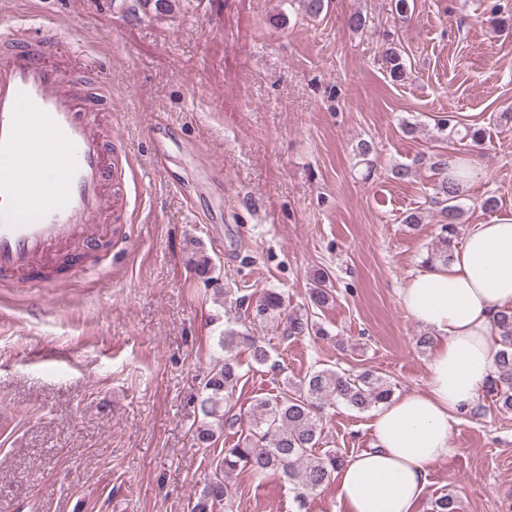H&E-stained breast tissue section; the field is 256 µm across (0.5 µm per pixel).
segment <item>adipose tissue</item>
Masks as SVG:
<instances>
[{"label":"adipose tissue","instance_id":"ef3b65f1","mask_svg":"<svg viewBox=\"0 0 512 512\" xmlns=\"http://www.w3.org/2000/svg\"><path fill=\"white\" fill-rule=\"evenodd\" d=\"M399 301L437 338L427 386L373 413V447L338 475L343 512H416L431 466L452 455L451 424L492 376L500 347L493 322L512 307V221L475 225L448 266L417 270Z\"/></svg>","mask_w":512,"mask_h":512}]
</instances>
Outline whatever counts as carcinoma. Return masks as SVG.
Listing matches in <instances>:
<instances>
[{"mask_svg": "<svg viewBox=\"0 0 512 512\" xmlns=\"http://www.w3.org/2000/svg\"><path fill=\"white\" fill-rule=\"evenodd\" d=\"M176 0H141L142 7L164 16L171 12ZM384 61L389 76L398 81L406 75L401 50L394 42L386 43ZM437 129L468 140L471 146L482 150L485 133L466 129L461 132L450 115L437 122ZM453 156L446 152L432 153L427 166L433 176L431 202L439 208L440 233L428 251L425 263L448 265L453 256L454 241L458 236L463 207V185L460 179L448 176ZM196 273L213 286L217 295L228 298L232 290L224 287L212 275L210 257L200 254L194 261ZM308 306L320 309L329 304L332 292L330 276L319 269L313 274ZM272 323L282 329L288 338L323 336L325 332L309 312H286L283 295L275 290L263 292L255 301L251 313L241 319L240 327H228L220 337L224 358L211 367L205 383V396L200 410L207 419L213 418L220 427L234 428L239 423L233 413L234 394L244 377L237 355L238 350H249L252 361L263 365L270 361V351L258 337L251 334L250 324ZM495 328L501 348L495 356V372L486 384L487 393L495 400L501 413H512V309L497 315ZM393 395L390 381L371 370L351 374L344 370L323 367L306 373L298 382H288L278 395L259 398L252 406L248 433L239 437L229 448L222 449L217 463L219 470L205 486L193 512H212L222 505L231 510V495L224 477L234 471L246 469L255 477L270 471L280 472L288 481L304 491H313L330 483L344 459L336 452H317L322 443V410L329 402H341L351 408L367 410L386 402ZM432 512H460L459 500L452 493L443 494L432 502Z\"/></svg>", "mask_w": 512, "mask_h": 512, "instance_id": "carcinoma-1", "label": "carcinoma"}]
</instances>
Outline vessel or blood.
I'll return each instance as SVG.
<instances>
[{
    "instance_id": "obj_1",
    "label": "vessel or blood",
    "mask_w": 512,
    "mask_h": 512,
    "mask_svg": "<svg viewBox=\"0 0 512 512\" xmlns=\"http://www.w3.org/2000/svg\"><path fill=\"white\" fill-rule=\"evenodd\" d=\"M57 40L44 25L0 31V280L46 288L86 267L66 246L100 237L123 187L96 122L104 98L49 62L44 48Z\"/></svg>"
}]
</instances>
